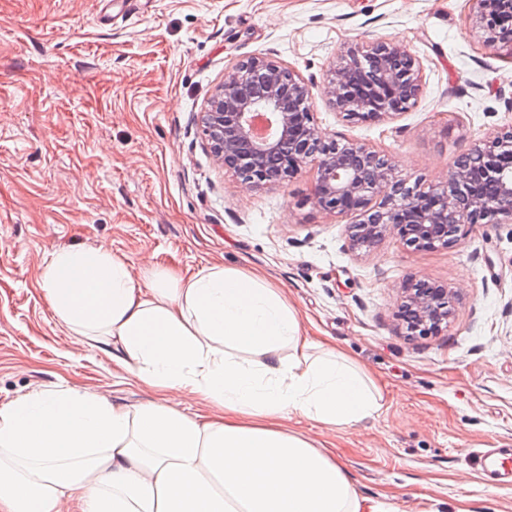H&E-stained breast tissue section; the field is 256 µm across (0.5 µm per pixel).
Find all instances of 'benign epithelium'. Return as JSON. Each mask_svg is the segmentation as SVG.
I'll list each match as a JSON object with an SVG mask.
<instances>
[{
  "mask_svg": "<svg viewBox=\"0 0 512 512\" xmlns=\"http://www.w3.org/2000/svg\"><path fill=\"white\" fill-rule=\"evenodd\" d=\"M473 27L488 45L512 47V0H471ZM421 93L410 50L394 41L347 48L327 83L330 102L361 122L407 111ZM309 85L293 69L251 57L224 72L202 113V133L222 167L253 186L280 185L309 163L315 208L354 215L350 249L367 252L388 236L414 250L458 245L476 224L512 223V128L476 143L456 160L447 182L427 190L390 178L388 159L320 130ZM456 296L446 284L410 279L397 317L411 336L448 326Z\"/></svg>",
  "mask_w": 512,
  "mask_h": 512,
  "instance_id": "benign-epithelium-1",
  "label": "benign epithelium"
}]
</instances>
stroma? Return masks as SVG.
Instances as JSON below:
<instances>
[{"label": "stroma", "mask_w": 512, "mask_h": 512, "mask_svg": "<svg viewBox=\"0 0 512 512\" xmlns=\"http://www.w3.org/2000/svg\"><path fill=\"white\" fill-rule=\"evenodd\" d=\"M470 0H0V405L59 384L134 406L152 399L109 355L62 330L38 284L62 245L105 246L134 276L221 263L284 288L315 341L361 364L378 419L296 431L331 449L360 498L386 512H512L476 448L512 446V224L452 248L386 237L357 254L351 215L310 202L316 169L254 187L211 154L200 114L225 71L263 56L312 90L317 126L380 152L392 175L439 186L454 159L512 125V48L486 44ZM416 58L409 110L369 122L330 104L353 44ZM411 278L457 295L447 330L408 337Z\"/></svg>", "instance_id": "1"}]
</instances>
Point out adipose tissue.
I'll return each mask as SVG.
<instances>
[{
	"label": "adipose tissue",
	"mask_w": 512,
	"mask_h": 512,
	"mask_svg": "<svg viewBox=\"0 0 512 512\" xmlns=\"http://www.w3.org/2000/svg\"><path fill=\"white\" fill-rule=\"evenodd\" d=\"M39 284L69 335L159 398L70 386L0 408V512H363L343 465L290 423L350 428L382 397L353 361L315 351L264 277L155 265L138 279L105 247L62 246ZM187 394L218 414L184 413Z\"/></svg>",
	"instance_id": "adipose-tissue-1"
}]
</instances>
